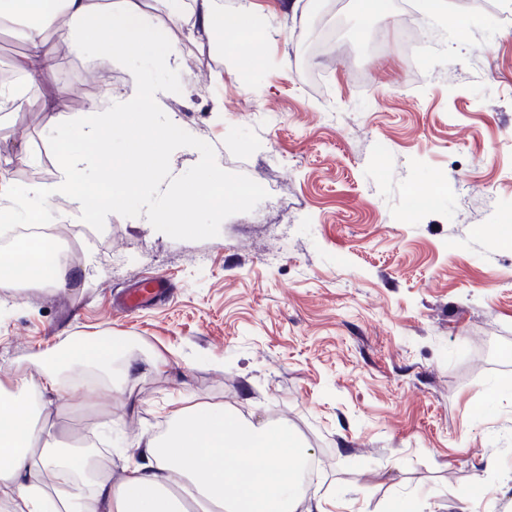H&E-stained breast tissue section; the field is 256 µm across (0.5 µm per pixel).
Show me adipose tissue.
<instances>
[{
	"instance_id": "1",
	"label": "adipose tissue",
	"mask_w": 512,
	"mask_h": 512,
	"mask_svg": "<svg viewBox=\"0 0 512 512\" xmlns=\"http://www.w3.org/2000/svg\"><path fill=\"white\" fill-rule=\"evenodd\" d=\"M195 24L203 33L225 39H257L270 27L262 13L244 9L225 11L220 0H194ZM180 18L178 0H167L166 15L148 21L138 0H0V19L24 21L23 37L30 55L19 65L26 84H34L46 61L41 47L48 33L76 49L85 38L98 35L96 51L140 59L174 60L179 50L171 26ZM132 92L119 113L90 105L77 124L86 138L105 144L121 120L139 119L159 93L141 71L130 74ZM45 112L46 139L57 156V177L16 190L0 172V216L24 224H48L52 203L67 201L75 212L94 210L97 217L116 206H136L149 188L148 173L161 168L164 146L183 139L177 123L152 132L135 131L126 142L132 160L120 173L108 162L92 163L80 144L59 123V104L39 103ZM55 241L41 236L19 243L13 254L0 259V288L11 287L22 272L36 284L57 287L67 271L53 260ZM124 337L102 342H73L69 365L88 367L108 377ZM53 368L0 378V500L10 512H186L184 494L209 503L216 512H328L322 496H304L300 473L281 467V457L304 460L307 449L285 426L256 423L237 417L218 404L177 406L168 412L171 424L165 437L140 439L134 462L124 465L120 479L102 469L88 471L87 462L73 455L70 444L57 443L52 427L39 408L46 401L74 389ZM53 478L51 490L41 486L42 473Z\"/></svg>"
}]
</instances>
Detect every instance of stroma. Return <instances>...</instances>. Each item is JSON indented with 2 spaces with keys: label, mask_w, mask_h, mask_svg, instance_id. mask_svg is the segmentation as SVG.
<instances>
[{
  "label": "stroma",
  "mask_w": 512,
  "mask_h": 512,
  "mask_svg": "<svg viewBox=\"0 0 512 512\" xmlns=\"http://www.w3.org/2000/svg\"><path fill=\"white\" fill-rule=\"evenodd\" d=\"M275 16L237 43L194 25L177 62L72 49L48 36L52 66L0 112V170L16 189L57 175L38 98L59 121L140 70L164 90L143 119L175 117L187 141L151 176L140 211L105 218L54 204L83 247L79 278L55 291L0 290V370L32 371L74 340L127 339L121 397H55L57 435L93 436L112 475L171 402L221 404L281 422L314 452L309 492L335 512H512V0H223ZM324 7L328 52L304 56ZM37 155L29 164L28 155ZM249 199L162 216L204 161ZM154 276L169 295L131 311L112 301Z\"/></svg>",
  "instance_id": "stroma-1"
}]
</instances>
